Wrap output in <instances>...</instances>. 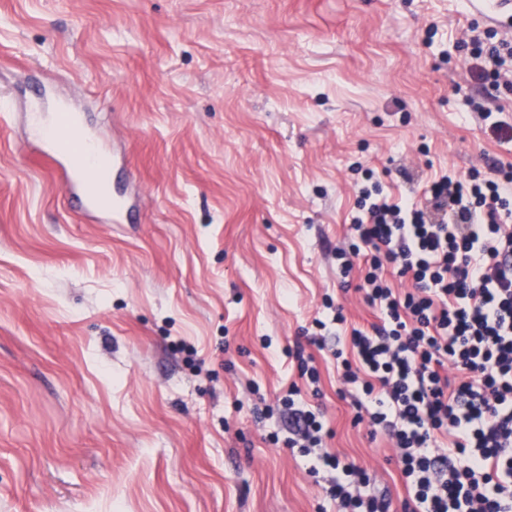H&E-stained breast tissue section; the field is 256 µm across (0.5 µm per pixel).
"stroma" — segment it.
<instances>
[{
    "label": "stroma",
    "instance_id": "stroma-1",
    "mask_svg": "<svg viewBox=\"0 0 512 512\" xmlns=\"http://www.w3.org/2000/svg\"><path fill=\"white\" fill-rule=\"evenodd\" d=\"M476 36L512 27L481 0H0V512H336L334 471L288 445L293 387L401 500L332 356L378 320L336 256L366 181L420 202L512 164V89L461 64ZM34 81L115 158L133 223L37 153Z\"/></svg>",
    "mask_w": 512,
    "mask_h": 512
}]
</instances>
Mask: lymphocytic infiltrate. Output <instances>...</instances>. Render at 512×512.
Listing matches in <instances>:
<instances>
[{
    "mask_svg": "<svg viewBox=\"0 0 512 512\" xmlns=\"http://www.w3.org/2000/svg\"><path fill=\"white\" fill-rule=\"evenodd\" d=\"M361 194L350 252L366 257L360 289L381 321L352 329L355 359L334 356L363 393L356 408L397 448L406 495L368 493L365 469L323 451L324 423L298 406L294 388L289 444L320 449L336 473L326 490L336 512H512V165L495 178L441 176L430 196L450 217L437 222L381 188ZM389 271L412 288L395 293Z\"/></svg>",
    "mask_w": 512,
    "mask_h": 512,
    "instance_id": "f902f5d3",
    "label": "lymphocytic infiltrate"
}]
</instances>
